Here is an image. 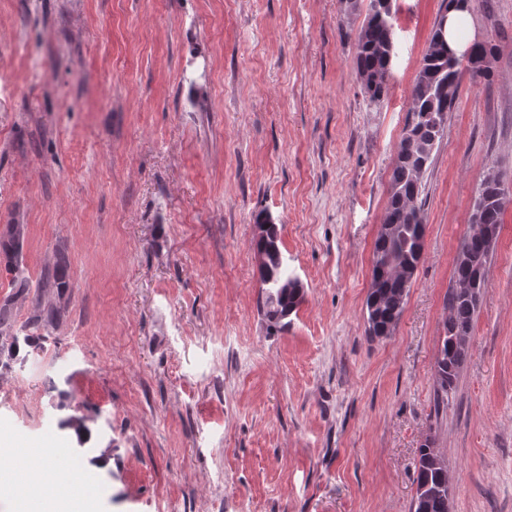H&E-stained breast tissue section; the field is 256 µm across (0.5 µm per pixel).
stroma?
Wrapping results in <instances>:
<instances>
[{"mask_svg": "<svg viewBox=\"0 0 512 512\" xmlns=\"http://www.w3.org/2000/svg\"><path fill=\"white\" fill-rule=\"evenodd\" d=\"M389 91L342 0H0V237L63 313L0 354V512L29 455L61 512H410L419 448L452 512H512V207L444 402L434 362L489 170L512 188V0H473L491 80L464 79L425 177L423 258L392 335L366 333L374 242L444 0H396ZM304 285L257 309L256 217ZM67 261L64 256H59L53 267V270H48L39 281L37 288H56L59 294L65 288H68L66 281Z\"/></svg>", "mask_w": 512, "mask_h": 512, "instance_id": "1", "label": "stroma"}]
</instances>
